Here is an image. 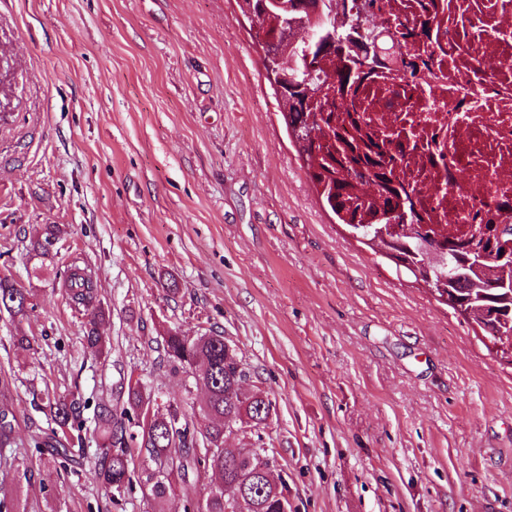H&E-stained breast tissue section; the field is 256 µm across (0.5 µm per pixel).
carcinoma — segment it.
Listing matches in <instances>:
<instances>
[{
  "label": "carcinoma",
  "instance_id": "obj_1",
  "mask_svg": "<svg viewBox=\"0 0 512 512\" xmlns=\"http://www.w3.org/2000/svg\"><path fill=\"white\" fill-rule=\"evenodd\" d=\"M334 0H305L303 8L292 12L295 27L288 38L278 34V18L262 0H238L243 13L259 18L266 34L277 39L275 54L288 52V95L281 113L288 139L306 164L307 174L325 208L337 223L353 228L357 239L388 260L395 270L435 289L438 302L450 307L465 322L480 328L492 341L512 346L500 333L512 330V295L501 283L512 282L511 224H480L471 233L447 235L436 224L425 221L416 191L397 181L388 164L403 151L402 143L381 139L368 131L358 114L345 109L343 97L370 77L354 49L356 27L372 33L368 19L356 15L343 25L330 18L328 4ZM430 20L419 18L412 26L395 31L382 47L390 50L409 43L426 32ZM303 31L294 42L296 31ZM331 33L336 42L330 51H321ZM426 237L446 259L443 266H424V252L418 238ZM57 238L54 224H46L29 250L32 259H46ZM63 286L70 305L83 316V345L94 356L106 351L98 321L103 310L98 298L95 275L75 259L64 272ZM33 309L25 289L0 276V310L12 317L25 316ZM163 349L171 371L184 374L196 362L199 380L207 399L197 412H188L170 403L165 412L153 415L143 425H132L136 413L153 403L151 392L138 382H128L125 399L116 405L101 402L93 420L103 436L93 479L111 492L129 493L133 484L148 488L154 501L153 512H195L198 479L217 475L230 485L248 483L242 512H279V496L272 488L250 477L243 464L224 456V425L228 419L254 429L266 424L272 401L246 391L247 371L232 352L226 351L224 335L188 338L174 331L164 337ZM51 440L35 442L52 456L64 459L70 449L65 442L74 430L82 429L89 409L82 397L71 394L46 405ZM146 453L156 468H146L141 476L132 475L131 449Z\"/></svg>",
  "mask_w": 512,
  "mask_h": 512
}]
</instances>
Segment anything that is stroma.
<instances>
[{
	"instance_id": "1",
	"label": "stroma",
	"mask_w": 512,
	"mask_h": 512,
	"mask_svg": "<svg viewBox=\"0 0 512 512\" xmlns=\"http://www.w3.org/2000/svg\"><path fill=\"white\" fill-rule=\"evenodd\" d=\"M262 54L237 0H0V275L36 303L0 313V497L148 512L89 479L92 426L74 461L39 454L40 405L112 400L129 378L180 401L163 336L217 330L273 403L262 434L224 444L274 449L290 512H512V366L324 208ZM76 257L97 274L104 358L59 277ZM57 226L54 224H45L42 228L40 238L33 243L32 248L28 251L30 259H43L41 260V267H43L44 259L50 256V247L57 238Z\"/></svg>"
}]
</instances>
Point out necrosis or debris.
<instances>
[{
    "instance_id": "4bbe7bcc",
    "label": "necrosis or debris",
    "mask_w": 512,
    "mask_h": 512,
    "mask_svg": "<svg viewBox=\"0 0 512 512\" xmlns=\"http://www.w3.org/2000/svg\"><path fill=\"white\" fill-rule=\"evenodd\" d=\"M381 28L422 14L418 75L374 71L346 98L371 133L411 130L397 171L423 193L431 223L461 231L512 223V0H345Z\"/></svg>"
}]
</instances>
